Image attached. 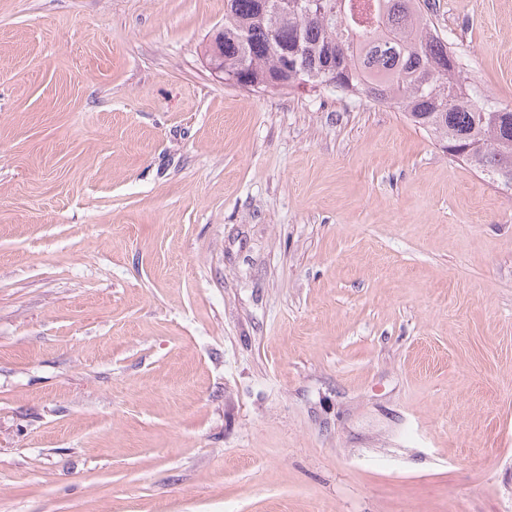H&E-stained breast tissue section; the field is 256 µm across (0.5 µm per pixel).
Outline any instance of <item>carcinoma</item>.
Listing matches in <instances>:
<instances>
[{
  "label": "carcinoma",
  "mask_w": 512,
  "mask_h": 512,
  "mask_svg": "<svg viewBox=\"0 0 512 512\" xmlns=\"http://www.w3.org/2000/svg\"><path fill=\"white\" fill-rule=\"evenodd\" d=\"M225 0L224 74L250 91L326 86L395 106L461 161L512 189V107L472 93L430 0Z\"/></svg>",
  "instance_id": "cac0c4a2"
}]
</instances>
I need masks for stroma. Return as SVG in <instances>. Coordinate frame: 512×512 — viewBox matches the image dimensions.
<instances>
[{
    "mask_svg": "<svg viewBox=\"0 0 512 512\" xmlns=\"http://www.w3.org/2000/svg\"><path fill=\"white\" fill-rule=\"evenodd\" d=\"M431 2L512 106V0ZM223 25L0 0V512H512V191Z\"/></svg>",
    "mask_w": 512,
    "mask_h": 512,
    "instance_id": "obj_1",
    "label": "stroma"
}]
</instances>
